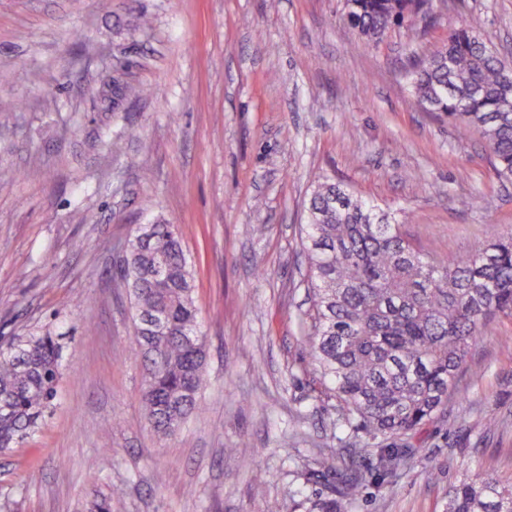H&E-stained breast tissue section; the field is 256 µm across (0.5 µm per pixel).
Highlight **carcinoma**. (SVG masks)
Wrapping results in <instances>:
<instances>
[{"label": "carcinoma", "instance_id": "1", "mask_svg": "<svg viewBox=\"0 0 512 512\" xmlns=\"http://www.w3.org/2000/svg\"><path fill=\"white\" fill-rule=\"evenodd\" d=\"M346 21L378 42L428 0H353ZM417 102L479 132L501 181H512V76L473 30L448 34L434 54L411 61ZM148 240L125 243L120 281L132 303L134 355L144 365L145 419L176 434L199 410L206 385L205 336L179 227L151 224ZM307 283L313 293L306 342L340 402L342 425L372 440L383 467L409 455L406 439L443 410L460 368L493 315L512 318V228L479 249L430 257L407 239L392 213L328 179L307 204ZM63 347L49 332L0 343V454L31 436L54 405ZM336 475L329 493L295 504L304 512H347L361 481ZM113 488L93 491L85 512H112ZM448 512H512V488L494 478L464 480Z\"/></svg>", "mask_w": 512, "mask_h": 512}]
</instances>
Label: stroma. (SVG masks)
<instances>
[{
  "mask_svg": "<svg viewBox=\"0 0 512 512\" xmlns=\"http://www.w3.org/2000/svg\"><path fill=\"white\" fill-rule=\"evenodd\" d=\"M431 4L432 23L368 44L343 0H0V336L64 346L55 408L0 455V512H83L93 457L125 491L112 512H291L328 491L305 483L328 457L364 477L348 512H446L459 480L512 485V319L487 321L386 474L337 428L303 337L318 178L441 258L512 226L485 140L420 108L406 74L465 23L512 60V0ZM157 217L181 232L209 372L170 439L143 415L119 279L125 240Z\"/></svg>",
  "mask_w": 512,
  "mask_h": 512,
  "instance_id": "1",
  "label": "stroma"
}]
</instances>
